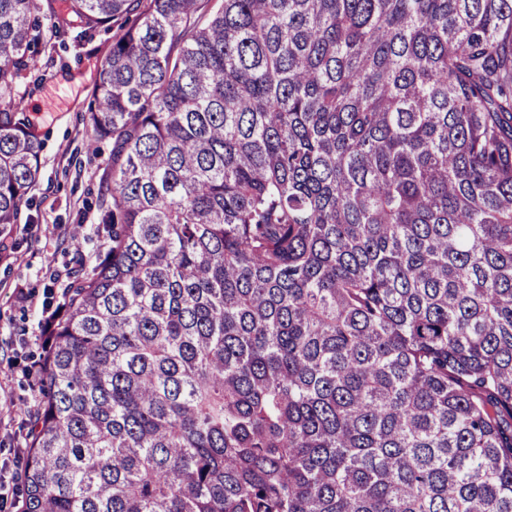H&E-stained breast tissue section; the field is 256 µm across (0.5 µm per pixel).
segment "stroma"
Here are the masks:
<instances>
[{
	"label": "stroma",
	"instance_id": "stroma-1",
	"mask_svg": "<svg viewBox=\"0 0 512 512\" xmlns=\"http://www.w3.org/2000/svg\"><path fill=\"white\" fill-rule=\"evenodd\" d=\"M35 15L29 67L11 94L42 143L37 181L11 235L0 238V512H18V475L40 400L33 371L42 352L43 312L62 300L104 254L109 232L100 204L112 185V143L95 140L87 121L92 94L112 50V28L82 38L54 31L53 14Z\"/></svg>",
	"mask_w": 512,
	"mask_h": 512
}]
</instances>
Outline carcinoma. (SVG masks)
<instances>
[{
    "instance_id": "1",
    "label": "carcinoma",
    "mask_w": 512,
    "mask_h": 512,
    "mask_svg": "<svg viewBox=\"0 0 512 512\" xmlns=\"http://www.w3.org/2000/svg\"><path fill=\"white\" fill-rule=\"evenodd\" d=\"M69 0L107 251L19 512H512V0ZM0 0V235L40 170Z\"/></svg>"
}]
</instances>
